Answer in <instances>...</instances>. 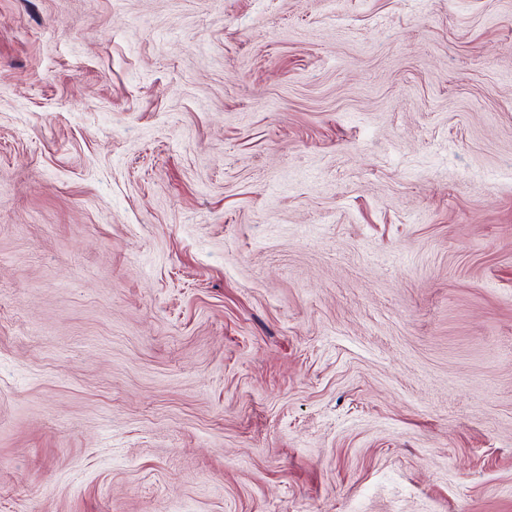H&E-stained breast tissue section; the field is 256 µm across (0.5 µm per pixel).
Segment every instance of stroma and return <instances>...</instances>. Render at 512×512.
<instances>
[{
	"label": "stroma",
	"instance_id": "35a3bbf8",
	"mask_svg": "<svg viewBox=\"0 0 512 512\" xmlns=\"http://www.w3.org/2000/svg\"><path fill=\"white\" fill-rule=\"evenodd\" d=\"M512 512V0H0V512Z\"/></svg>",
	"mask_w": 512,
	"mask_h": 512
}]
</instances>
